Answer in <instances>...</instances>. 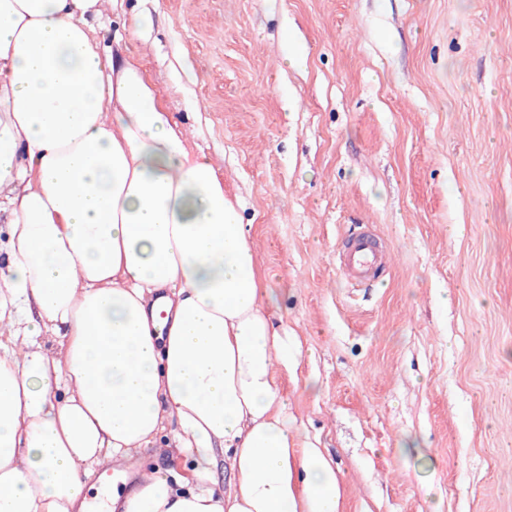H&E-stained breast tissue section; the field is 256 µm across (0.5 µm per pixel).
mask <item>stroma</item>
<instances>
[{
  "instance_id": "1",
  "label": "stroma",
  "mask_w": 512,
  "mask_h": 512,
  "mask_svg": "<svg viewBox=\"0 0 512 512\" xmlns=\"http://www.w3.org/2000/svg\"><path fill=\"white\" fill-rule=\"evenodd\" d=\"M237 199L339 512H512V0H122L93 19ZM371 226L386 265L337 263ZM140 458L179 486L170 432Z\"/></svg>"
}]
</instances>
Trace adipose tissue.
<instances>
[{"mask_svg": "<svg viewBox=\"0 0 512 512\" xmlns=\"http://www.w3.org/2000/svg\"><path fill=\"white\" fill-rule=\"evenodd\" d=\"M108 2L0 0V512H84L93 471L169 425L193 489L146 465L110 512H338L243 216L142 71L102 54L86 17Z\"/></svg>", "mask_w": 512, "mask_h": 512, "instance_id": "1", "label": "adipose tissue"}]
</instances>
